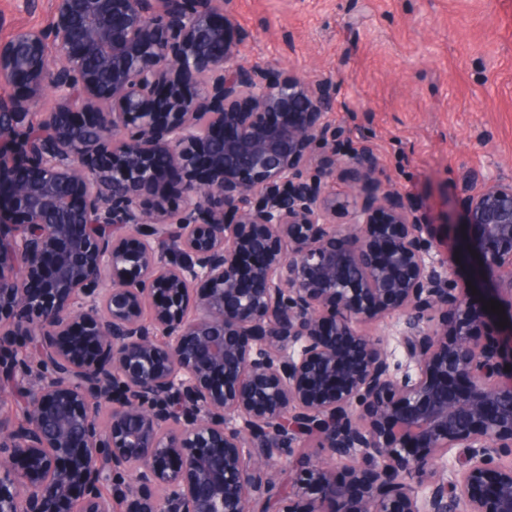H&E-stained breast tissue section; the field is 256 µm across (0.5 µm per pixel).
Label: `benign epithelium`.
<instances>
[{"label":"benign epithelium","mask_w":512,"mask_h":512,"mask_svg":"<svg viewBox=\"0 0 512 512\" xmlns=\"http://www.w3.org/2000/svg\"><path fill=\"white\" fill-rule=\"evenodd\" d=\"M235 4L51 0L0 44V512H512V182L465 208L491 346L332 83L237 63Z\"/></svg>","instance_id":"1"}]
</instances>
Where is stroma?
<instances>
[{"mask_svg": "<svg viewBox=\"0 0 512 512\" xmlns=\"http://www.w3.org/2000/svg\"><path fill=\"white\" fill-rule=\"evenodd\" d=\"M237 58L331 79L352 147H370L472 280L457 229L483 181H512V0H237ZM48 4L0 0V43L47 28Z\"/></svg>", "mask_w": 512, "mask_h": 512, "instance_id": "1", "label": "stroma"}]
</instances>
